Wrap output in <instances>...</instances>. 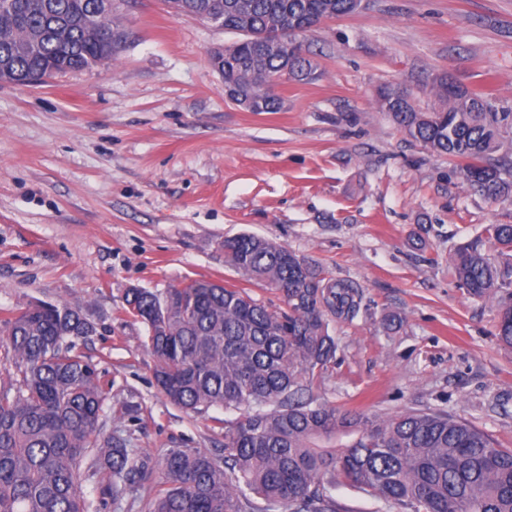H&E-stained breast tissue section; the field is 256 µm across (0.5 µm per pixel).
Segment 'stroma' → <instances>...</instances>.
Here are the masks:
<instances>
[{
    "instance_id": "stroma-1",
    "label": "stroma",
    "mask_w": 512,
    "mask_h": 512,
    "mask_svg": "<svg viewBox=\"0 0 512 512\" xmlns=\"http://www.w3.org/2000/svg\"><path fill=\"white\" fill-rule=\"evenodd\" d=\"M116 15L127 38L108 65L0 83V312L79 307L94 327L79 350L106 390L99 437L155 465L115 502L84 481L90 512H144L167 449L223 454L221 423L235 412L172 405L146 326L122 307L129 287L199 278L282 307L225 264V239L243 233L362 295L356 318L330 324L338 350L314 385L320 400L371 416L445 411L512 449L498 305L470 298L448 269L455 244L512 224V200L463 185L456 160L413 143L376 103L391 87L431 110L447 76L512 112V0H370L301 34L317 75L285 80L277 112L227 99L210 54L236 33L164 0H121Z\"/></svg>"
}]
</instances>
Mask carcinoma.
I'll use <instances>...</instances> for the list:
<instances>
[{"label":"carcinoma","mask_w":512,"mask_h":512,"mask_svg":"<svg viewBox=\"0 0 512 512\" xmlns=\"http://www.w3.org/2000/svg\"><path fill=\"white\" fill-rule=\"evenodd\" d=\"M104 0H0V65L32 84L112 59L125 33ZM203 18L224 14L242 38L224 46V84L249 112H277L276 77L311 78L309 50L296 37L354 13L353 0H185ZM286 32L290 45H273ZM437 84L423 112L385 88L377 104L430 152L459 161L462 182L498 201L512 197V112L492 100ZM225 262L278 292L275 310L244 288L196 279L162 292L130 288L124 310L148 328L155 379L175 406L198 413L239 410L224 422V454L171 448L148 512H338L331 491L349 484L401 512H512V451L472 422L441 411L368 416L319 400L314 383L336 361L330 322L349 320L362 298L351 282L279 244L240 234L224 241ZM458 285L499 303L496 336L512 349V224H488L448 257ZM17 379L0 390V512H89L84 478L101 476L117 500L152 469L116 440L96 447L105 390L77 351L92 333L81 310L37 302L0 321ZM87 472H81L82 463Z\"/></svg>","instance_id":"cac0c4a2"}]
</instances>
